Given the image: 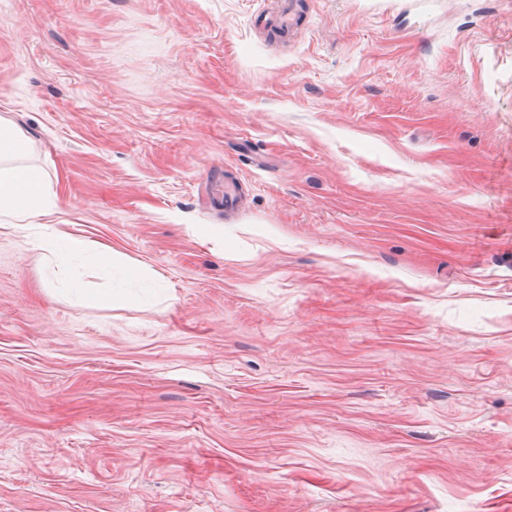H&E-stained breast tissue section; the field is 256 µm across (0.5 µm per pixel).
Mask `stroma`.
Returning <instances> with one entry per match:
<instances>
[{"label": "stroma", "mask_w": 512, "mask_h": 512, "mask_svg": "<svg viewBox=\"0 0 512 512\" xmlns=\"http://www.w3.org/2000/svg\"><path fill=\"white\" fill-rule=\"evenodd\" d=\"M263 5L0 0V512H512V0ZM271 7L258 11V14H271L276 26L287 37L295 34L301 19L310 10L307 0H272ZM28 149L22 131L11 121L0 118V223L18 226L23 221L46 215L52 195L42 171L15 165ZM47 232L43 233L38 239L40 247L50 253L56 251H66L71 254H80L82 252L93 251L96 261L107 267H111V276L113 281L123 283L126 280H137L142 277L143 269L135 264H123L116 260V254L109 249H93L88 242L72 235H66L57 229L49 226L45 227ZM78 295L80 296L82 304L88 308L103 307L122 298L120 291L114 288L110 291H97L84 288L79 291Z\"/></svg>", "instance_id": "1"}]
</instances>
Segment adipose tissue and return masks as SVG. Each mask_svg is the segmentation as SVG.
<instances>
[{
    "label": "adipose tissue",
    "mask_w": 512,
    "mask_h": 512,
    "mask_svg": "<svg viewBox=\"0 0 512 512\" xmlns=\"http://www.w3.org/2000/svg\"><path fill=\"white\" fill-rule=\"evenodd\" d=\"M28 149L22 131L11 121L0 118V223L17 225L46 215L52 207V195L42 171L20 165L19 160ZM48 252L65 251L79 254L93 251L97 262L110 267L113 281L122 283L142 277L141 267L121 263L113 251L91 249L88 242L57 229H49L39 239Z\"/></svg>",
    "instance_id": "adipose-tissue-1"
}]
</instances>
